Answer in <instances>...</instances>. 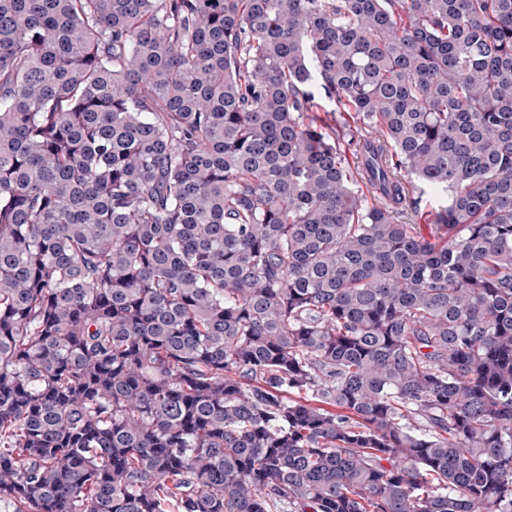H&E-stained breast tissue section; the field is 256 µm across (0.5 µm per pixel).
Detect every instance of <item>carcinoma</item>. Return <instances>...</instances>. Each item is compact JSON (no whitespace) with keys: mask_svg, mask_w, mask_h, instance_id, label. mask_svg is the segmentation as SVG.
<instances>
[{"mask_svg":"<svg viewBox=\"0 0 512 512\" xmlns=\"http://www.w3.org/2000/svg\"><path fill=\"white\" fill-rule=\"evenodd\" d=\"M0 502L512 512V0H0Z\"/></svg>","mask_w":512,"mask_h":512,"instance_id":"carcinoma-1","label":"carcinoma"}]
</instances>
